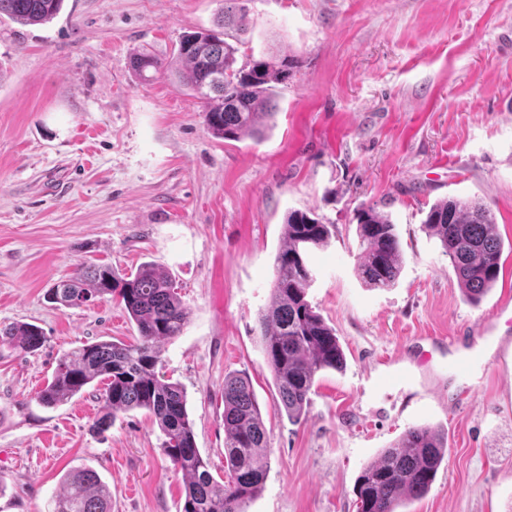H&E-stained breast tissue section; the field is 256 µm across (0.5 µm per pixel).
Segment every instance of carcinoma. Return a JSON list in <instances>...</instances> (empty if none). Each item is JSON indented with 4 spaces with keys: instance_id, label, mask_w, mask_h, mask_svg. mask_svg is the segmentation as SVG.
<instances>
[{
    "instance_id": "carcinoma-1",
    "label": "carcinoma",
    "mask_w": 512,
    "mask_h": 512,
    "mask_svg": "<svg viewBox=\"0 0 512 512\" xmlns=\"http://www.w3.org/2000/svg\"><path fill=\"white\" fill-rule=\"evenodd\" d=\"M224 31L184 33L175 56L164 61L136 52L131 66L144 81L171 73L203 107L207 131L217 138L247 134L262 139L275 115L276 88L288 79L292 62L267 55L237 64V43L228 30L245 31L243 0H222ZM64 0H0V18L22 25L51 22ZM361 253L358 270L370 288L396 283L403 254L394 224L372 207L354 214ZM494 218L484 204L460 198L433 203L424 220L448 256L460 287L477 305L498 280L503 246L493 230ZM331 225L301 210L288 212L286 241L274 258L273 300L258 318L266 360L280 404L288 420L304 415L314 393L316 376L343 365V352L330 327L307 300L313 280L308 253L328 243ZM104 298L117 299L135 323L133 343L101 340L85 343L57 361L52 380L40 392L48 407L72 398L91 383L104 384L103 414L92 425L106 432L117 415L133 409L151 414L161 433L162 453L184 479L181 512H246V505L264 487L261 459L269 448L267 429L248 378H224V479H216L196 447L187 410L186 391L166 382L158 371L161 344L180 335L188 308L168 276L152 265L125 275L108 263H81L73 275L47 290V299L63 307H80ZM45 336L35 324L0 328V344L32 353ZM448 441L423 426L405 430L399 440L367 466L357 483V512H397L406 496L421 497L431 487L444 460ZM52 512H112V491L91 469L66 475L64 490L53 499Z\"/></svg>"
}]
</instances>
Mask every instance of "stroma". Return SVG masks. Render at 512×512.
I'll list each match as a JSON object with an SVG mask.
<instances>
[{"instance_id": "stroma-1", "label": "stroma", "mask_w": 512, "mask_h": 512, "mask_svg": "<svg viewBox=\"0 0 512 512\" xmlns=\"http://www.w3.org/2000/svg\"><path fill=\"white\" fill-rule=\"evenodd\" d=\"M218 0H65L50 23L0 20V326L44 346L0 345V512H48L69 469H93L112 512H180L183 482L149 413L96 434L102 384L58 407L39 392L64 352L137 335L123 306L64 308L46 290L80 263L171 277L189 311L163 342L196 446L224 472L226 374H246L270 449L246 512H357L356 483L408 427L448 436L430 490L399 512H512V333L471 376L448 345L512 306V0H250L239 61L293 59L262 140L214 138L170 75L144 81L138 51L169 59L211 28ZM478 200L505 244L479 305L423 221L437 200ZM388 214L403 264L393 287L358 271L354 213ZM333 227L313 250L307 298L336 331L342 370L317 377L301 421L281 409L258 317L272 301L289 211ZM45 341L42 329L35 324H12L0 328V344H7L19 352H35L43 347Z\"/></svg>"}]
</instances>
